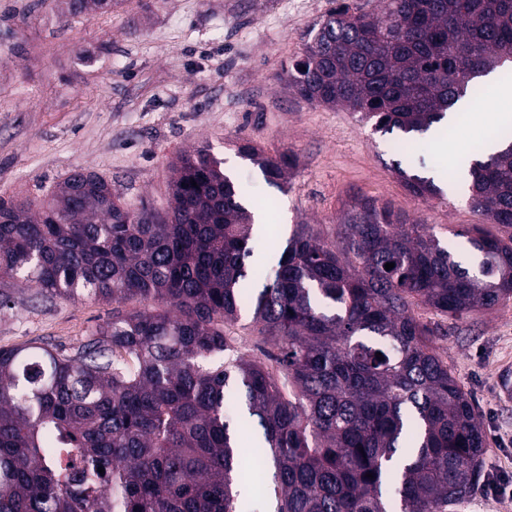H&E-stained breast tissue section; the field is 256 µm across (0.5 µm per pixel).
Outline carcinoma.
I'll use <instances>...</instances> for the list:
<instances>
[{
    "instance_id": "carcinoma-1",
    "label": "carcinoma",
    "mask_w": 512,
    "mask_h": 512,
    "mask_svg": "<svg viewBox=\"0 0 512 512\" xmlns=\"http://www.w3.org/2000/svg\"><path fill=\"white\" fill-rule=\"evenodd\" d=\"M69 5L75 17L116 0ZM306 36L283 67L288 89L403 133L404 150L474 80L512 67V0H381L376 12L344 0ZM498 139L504 149L469 165V203L503 234L474 224L446 246L357 197L337 239L299 224L251 265L247 189L204 147L177 157L164 214L126 206L96 172L69 174L39 204L0 196V310L19 279L114 304L74 353L0 348V512H448L463 501L486 438L413 310L461 318L512 296V131ZM238 151L273 186L296 166L291 152ZM398 173L414 197L442 194ZM246 307L282 356L236 347ZM244 426L270 462L244 457Z\"/></svg>"
}]
</instances>
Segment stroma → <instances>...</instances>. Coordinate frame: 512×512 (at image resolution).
Instances as JSON below:
<instances>
[{
	"mask_svg": "<svg viewBox=\"0 0 512 512\" xmlns=\"http://www.w3.org/2000/svg\"><path fill=\"white\" fill-rule=\"evenodd\" d=\"M330 0H119L111 12L68 17L67 0H0V196L50 195L68 174L87 170L111 182L131 208L170 206L172 164L200 146L250 188L247 205L265 218L261 243L278 249L296 225L335 239L353 197L392 203L430 224L440 240L481 223L458 189L475 146L512 118V98L484 83L457 110L440 150L421 135L411 156L346 109L309 103L280 80L302 55L303 36ZM252 143L297 166L275 188L237 148ZM422 170L444 190L421 201L399 170ZM433 342L473 397L486 436L480 480L452 512H512V498L486 488L512 476V299L460 320L419 308ZM111 305L49 299L17 285L0 311V348L51 343L76 351Z\"/></svg>",
	"mask_w": 512,
	"mask_h": 512,
	"instance_id": "obj_1",
	"label": "stroma"
}]
</instances>
